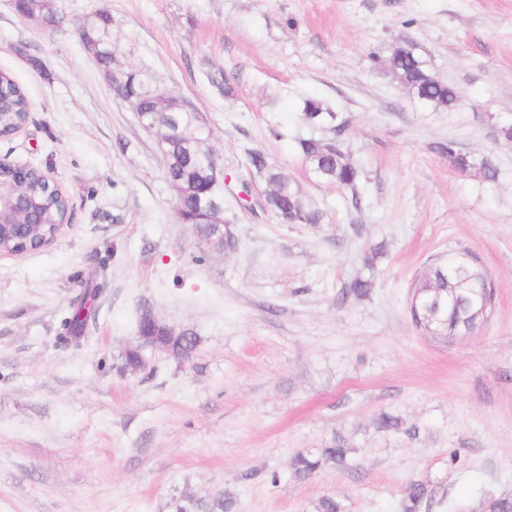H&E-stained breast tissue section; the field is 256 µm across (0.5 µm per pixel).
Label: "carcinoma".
<instances>
[{"label":"carcinoma","mask_w":512,"mask_h":512,"mask_svg":"<svg viewBox=\"0 0 512 512\" xmlns=\"http://www.w3.org/2000/svg\"><path fill=\"white\" fill-rule=\"evenodd\" d=\"M20 7L30 16L44 21L56 12L54 0H18ZM90 38L100 43L98 65L112 67V20L104 12H96L83 21ZM373 67L387 72L392 80L417 100L421 106L434 111L452 112L460 95L456 87L434 77L429 62L417 48L394 42L388 50L370 53ZM150 80L137 73L124 76L122 88L115 90L117 97L135 113L151 116L157 128L167 133L163 146L166 158L164 176L180 209L181 224L206 223L214 212L224 208V180L213 173L209 165L210 130L188 100L164 90L149 92ZM0 100L5 102L3 111L23 112L27 97L12 77L0 72ZM301 119L311 129H327L328 137H300L297 150L304 163L313 169L312 179L341 188H357L360 168L344 146L346 123L339 120V113L321 100L308 98L301 110ZM448 155L451 165L461 173L477 171L483 180L493 182L497 169L487 158H477L456 149L455 143L439 146ZM252 172L265 183L264 209L290 224H318L322 214L307 204L293 179L270 165L263 152L248 154ZM25 195H33L43 203L39 220L47 225L44 235L52 234L53 225L61 220L62 201L47 190L44 183L31 178L17 186ZM417 294L416 306L410 310L414 326L426 336L440 341L463 337L486 321L495 309L496 290L486 270L471 255H448L426 267L413 283ZM199 343L190 332L186 336L169 339L168 355L180 363L191 360ZM355 449L341 436L334 438L324 448H314L297 453L291 467L295 477L304 480L325 469L349 466ZM426 496V487L412 483L402 498V512H420ZM172 512H235L236 501L228 492H216L205 497L182 495L172 499ZM314 512H345L343 503L333 496L320 498ZM480 512H512V497H490L483 500Z\"/></svg>","instance_id":"1"}]
</instances>
